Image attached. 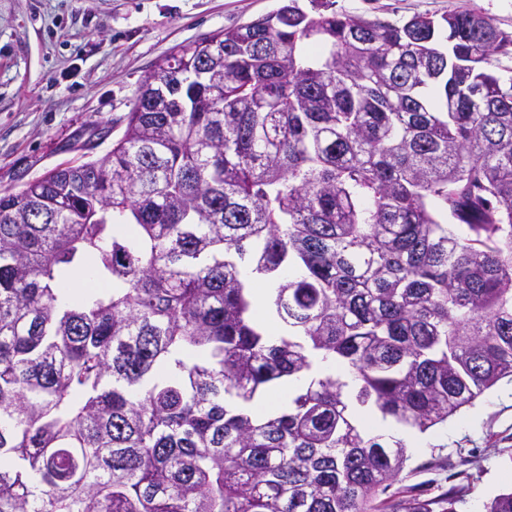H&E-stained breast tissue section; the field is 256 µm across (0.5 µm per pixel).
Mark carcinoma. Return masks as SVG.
<instances>
[{"label": "carcinoma", "mask_w": 512, "mask_h": 512, "mask_svg": "<svg viewBox=\"0 0 512 512\" xmlns=\"http://www.w3.org/2000/svg\"><path fill=\"white\" fill-rule=\"evenodd\" d=\"M323 7L180 48L103 157L0 192V512H456L471 491L383 497L407 446L354 406L424 434L512 378V76L489 69L512 33ZM317 357L355 389L327 374L257 410Z\"/></svg>", "instance_id": "obj_1"}]
</instances>
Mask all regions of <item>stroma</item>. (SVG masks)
<instances>
[{"label": "stroma", "mask_w": 512, "mask_h": 512, "mask_svg": "<svg viewBox=\"0 0 512 512\" xmlns=\"http://www.w3.org/2000/svg\"><path fill=\"white\" fill-rule=\"evenodd\" d=\"M282 0H0V192L47 171L98 158L156 66L180 47L277 10ZM339 11L406 21L454 12L485 15L512 32V0H334ZM108 139H99L102 128ZM405 482L425 496L470 475L457 512H484L512 489V380L425 436Z\"/></svg>", "instance_id": "35a3bbf8"}]
</instances>
